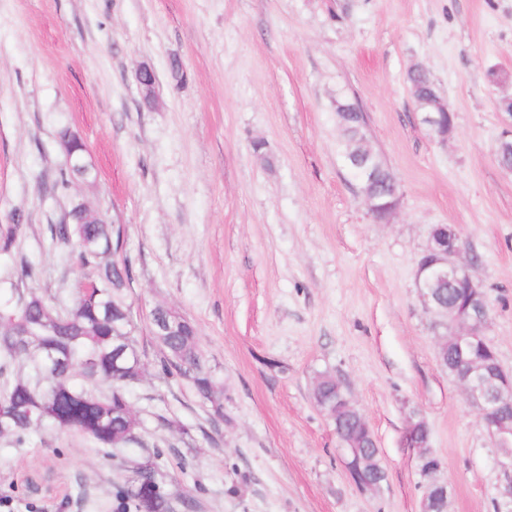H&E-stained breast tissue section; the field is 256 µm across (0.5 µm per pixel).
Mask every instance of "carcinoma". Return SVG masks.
<instances>
[{"label":"carcinoma","instance_id":"cac0c4a2","mask_svg":"<svg viewBox=\"0 0 512 512\" xmlns=\"http://www.w3.org/2000/svg\"><path fill=\"white\" fill-rule=\"evenodd\" d=\"M406 83L417 110L429 111L437 96L430 75L411 67ZM341 101L344 107L337 114L343 130L340 157L347 168L372 177L357 179L359 188L385 201L391 194L387 168L377 152L363 145L365 113L347 97ZM61 138L66 144V177L61 187L66 188L72 177L89 179L91 170L84 143L67 129ZM19 229L18 224L0 227V255L11 253ZM53 235L58 242L75 247L79 266L92 269L89 279L94 290L90 294L76 290L66 305L48 292L16 288L15 298L0 303V438L22 447L30 433L44 425L78 432L98 450L126 464L129 476L115 489L113 512H176L179 504L193 507L192 499L165 489L158 463L161 451L140 453L143 441L128 393L141 381L145 365L133 356L137 343L125 297L131 270L112 260L119 236L104 218L86 211L75 213L68 224L54 225ZM435 294L438 304L450 309L465 299L464 289L453 285H442ZM151 318L154 339L163 352L162 374L190 379L214 416H224V388L204 365L195 326L178 324L182 316L163 306L155 307ZM340 386L336 374L319 373L312 389L316 406L340 400ZM341 416V429L357 446L361 459L354 480L386 479L380 448L363 414L347 408Z\"/></svg>","mask_w":512,"mask_h":512}]
</instances>
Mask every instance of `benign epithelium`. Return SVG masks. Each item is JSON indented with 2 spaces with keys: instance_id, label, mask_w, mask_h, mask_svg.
Listing matches in <instances>:
<instances>
[{
  "instance_id": "benign-epithelium-1",
  "label": "benign epithelium",
  "mask_w": 512,
  "mask_h": 512,
  "mask_svg": "<svg viewBox=\"0 0 512 512\" xmlns=\"http://www.w3.org/2000/svg\"><path fill=\"white\" fill-rule=\"evenodd\" d=\"M136 80L146 97L154 92L156 77L154 71L143 67L136 73ZM369 215L376 221H387L396 212L400 200H395L386 210H381L374 197L361 195ZM464 245L457 227L453 224H437L429 235L424 254L429 261L418 264V296L426 312L434 317L433 288L442 283H457L468 289L469 301L450 315L451 322L443 335L439 348L451 347L463 354L474 343L486 342L485 334L489 317V305L485 292L471 277L469 265L461 260ZM464 374L459 376L460 386L467 399L479 410L480 417L489 413L492 404L502 405L512 401V373L504 370L499 359L479 362L462 358ZM485 429L494 440L498 453L495 464L505 470H512V418L486 421Z\"/></svg>"
}]
</instances>
